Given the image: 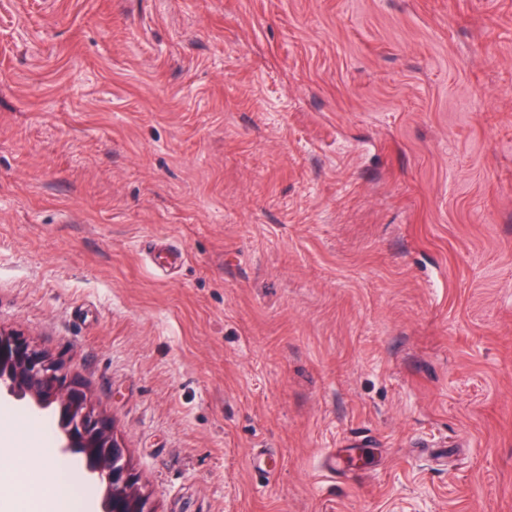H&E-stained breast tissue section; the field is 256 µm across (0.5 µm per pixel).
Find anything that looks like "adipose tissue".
<instances>
[{
    "label": "adipose tissue",
    "mask_w": 512,
    "mask_h": 512,
    "mask_svg": "<svg viewBox=\"0 0 512 512\" xmlns=\"http://www.w3.org/2000/svg\"><path fill=\"white\" fill-rule=\"evenodd\" d=\"M0 459L9 463L0 484V512H90L89 499L79 489L61 493L70 475L46 448L38 424L20 428L1 416Z\"/></svg>",
    "instance_id": "adipose-tissue-1"
}]
</instances>
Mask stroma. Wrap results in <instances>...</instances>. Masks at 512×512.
<instances>
[{
	"mask_svg": "<svg viewBox=\"0 0 512 512\" xmlns=\"http://www.w3.org/2000/svg\"><path fill=\"white\" fill-rule=\"evenodd\" d=\"M0 329L154 512H512V0H0Z\"/></svg>",
	"mask_w": 512,
	"mask_h": 512,
	"instance_id": "35a3bbf8",
	"label": "stroma"
}]
</instances>
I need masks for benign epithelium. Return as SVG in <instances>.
<instances>
[{
  "label": "benign epithelium",
  "instance_id": "obj_1",
  "mask_svg": "<svg viewBox=\"0 0 512 512\" xmlns=\"http://www.w3.org/2000/svg\"><path fill=\"white\" fill-rule=\"evenodd\" d=\"M3 393L39 410L57 412L63 435L60 452L81 455L86 470L105 484L102 512H153L112 421L96 410L85 386L63 361L23 334L0 329V395Z\"/></svg>",
  "mask_w": 512,
  "mask_h": 512
}]
</instances>
